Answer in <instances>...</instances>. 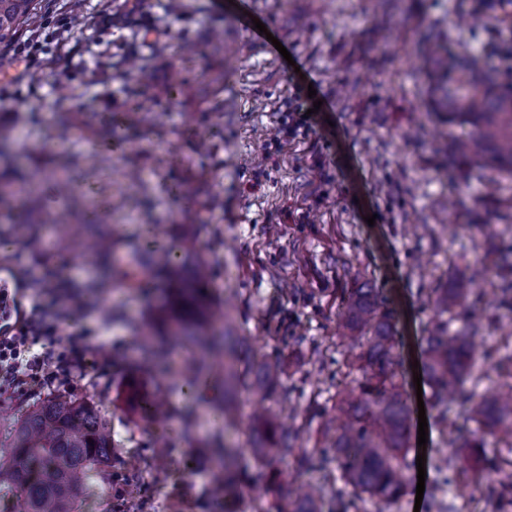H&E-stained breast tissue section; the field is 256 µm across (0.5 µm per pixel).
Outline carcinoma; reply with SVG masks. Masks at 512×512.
<instances>
[{
	"instance_id": "cac0c4a2",
	"label": "carcinoma",
	"mask_w": 512,
	"mask_h": 512,
	"mask_svg": "<svg viewBox=\"0 0 512 512\" xmlns=\"http://www.w3.org/2000/svg\"><path fill=\"white\" fill-rule=\"evenodd\" d=\"M38 0H0V45L15 40L21 28L36 16ZM502 11L512 16V0H453L449 11L461 23L485 22L486 11ZM487 57H511L512 41L490 39L484 48ZM431 83V104L435 114L449 121L471 124L475 132L458 142L455 152L512 177V76L468 52L447 58L438 49L427 57ZM153 66L149 56H133L117 65L120 74L147 78ZM78 161L68 166L44 169L55 182L58 195L71 201L67 211L49 212L34 219L17 215V223L29 225L36 234L42 224H69L83 193L78 187ZM17 185L35 192L37 175L17 169H0V209H14L13 189ZM149 236L126 242L135 268L144 280L163 279L172 285L171 300L155 317L164 327L169 348L187 338L194 351L181 371L172 375L150 398L142 402L143 417L165 426L172 413L164 396L183 391L179 377L206 380L217 366L224 368V401L213 406L216 417L224 420V431L231 430L239 416L234 395L241 380V367L249 363L247 389L251 401L263 406L255 416L250 448L255 466H239L237 446L228 442L212 448L200 444L211 456L212 495L227 498L245 486L253 495L255 512H268L262 492L281 477L317 472L316 482H299L294 490L293 512H323L327 503H337L350 495L359 503L358 512H384L398 502L408 486L409 436L411 415L407 404L403 361L397 352L402 337L395 325V311L375 288H352L342 296L344 320L340 338L351 359L350 385L336 392L334 418L321 424L327 442L324 448H306L301 436L309 423L277 422L276 406L289 400L283 383L280 360L246 354L232 336L231 306L213 305L208 297L209 267L195 259L186 269L178 266V255L152 247ZM122 235L114 228L97 229L89 221L68 232L64 246L86 255L108 271L114 265V246ZM113 270V269H111ZM489 276L486 267H476L468 277L456 279L445 288H433L429 305L435 322L422 350L426 377L433 390L435 420L447 429L446 441L452 446L471 449L480 456L482 444L473 437L472 425H481L503 435L512 443V384L488 394L476 387L482 363L473 352L478 328L474 323L471 299L477 286ZM128 271L113 270V279L89 283V288H107L128 280ZM458 323L448 331L452 323ZM154 331L140 333L142 357L154 356ZM115 452L112 425L94 402L69 393L47 396L30 406L14 422L7 447L0 448V491L16 502L11 512H76L79 497L90 485L91 472L108 474ZM296 467L288 470V459ZM450 460L435 465L434 494L440 512H459L454 501L446 500Z\"/></svg>"
}]
</instances>
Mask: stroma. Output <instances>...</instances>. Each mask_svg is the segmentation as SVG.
<instances>
[{"label": "stroma", "instance_id": "1", "mask_svg": "<svg viewBox=\"0 0 512 512\" xmlns=\"http://www.w3.org/2000/svg\"><path fill=\"white\" fill-rule=\"evenodd\" d=\"M187 3L174 21L168 0H84L90 26L79 34L70 0H51L17 38L26 54L0 47V114L9 113L5 125L18 146L12 160L34 171L45 158L79 159L90 219L129 236L152 228L155 245L206 259L210 294L233 300L236 336L283 361L291 404L311 421L305 445L316 448L336 389L349 382L336 329L344 290H380L397 312L400 353L410 365L429 334V289L493 262L512 244V232L495 230L512 213V179L449 164L446 150L473 128L430 116L419 43L429 31L478 55L488 35L512 38V23L461 26L448 0H403L388 16L379 0ZM255 18L271 40H252ZM217 28L224 31L219 54L209 41ZM186 42L193 55L182 53ZM150 53L152 77L142 83L105 67ZM219 66L220 91L207 79ZM176 76L188 89L174 96ZM61 84L75 93L66 112L98 115V136L65 130L64 112L55 109ZM310 88L322 112L307 132L283 137L290 99ZM138 104L150 107L152 121L128 122L127 109ZM210 127L219 134L203 154L198 142ZM133 170L142 182L130 180ZM0 236L10 241L0 248V267L17 272L28 294L63 275L61 297L84 307L79 319L62 311L54 319L62 335L86 337L85 366L62 390L102 405L117 448L111 478L94 479L78 512H252L250 497L227 509L210 495L197 442L224 431L212 398L169 395L176 410L192 407L198 424L189 438L171 430L160 452L152 447L155 425L131 408L132 393L156 391L134 333L167 302V285L90 289L87 281L100 272L93 260L74 261L2 214ZM449 454V498L461 512H480L483 490L497 476L468 450L446 446L436 422L426 446L409 456H425L431 469ZM131 455L141 461L134 482L125 470Z\"/></svg>", "mask_w": 512, "mask_h": 512}]
</instances>
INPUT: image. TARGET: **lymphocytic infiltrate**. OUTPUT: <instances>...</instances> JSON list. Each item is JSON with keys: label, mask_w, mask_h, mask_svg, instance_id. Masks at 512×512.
I'll use <instances>...</instances> for the list:
<instances>
[{"label": "lymphocytic infiltrate", "mask_w": 512, "mask_h": 512, "mask_svg": "<svg viewBox=\"0 0 512 512\" xmlns=\"http://www.w3.org/2000/svg\"><path fill=\"white\" fill-rule=\"evenodd\" d=\"M56 302L39 299L18 301L12 288L0 285V390L32 395L70 380L84 361V346L74 339L60 343L52 319ZM46 342L42 353L33 347Z\"/></svg>", "instance_id": "lymphocytic-infiltrate-1"}]
</instances>
